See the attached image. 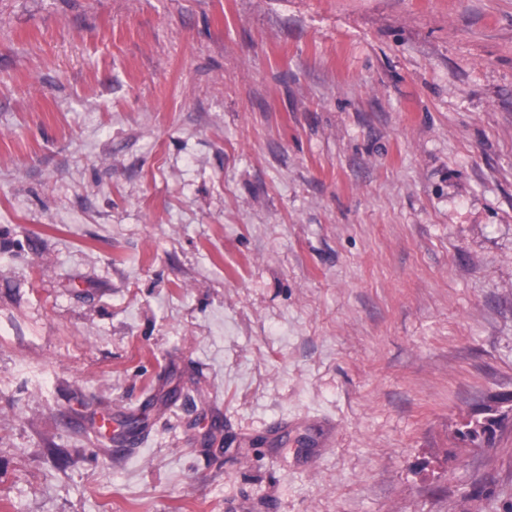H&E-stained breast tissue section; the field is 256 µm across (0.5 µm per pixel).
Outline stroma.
I'll list each match as a JSON object with an SVG mask.
<instances>
[{"label":"stroma","mask_w":512,"mask_h":512,"mask_svg":"<svg viewBox=\"0 0 512 512\" xmlns=\"http://www.w3.org/2000/svg\"><path fill=\"white\" fill-rule=\"evenodd\" d=\"M0 512H512V0H0Z\"/></svg>","instance_id":"obj_1"}]
</instances>
